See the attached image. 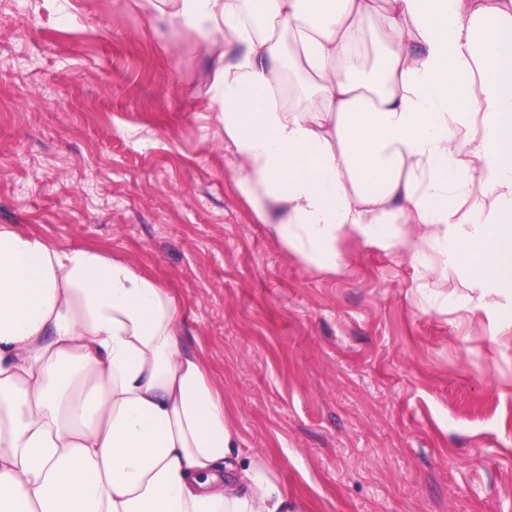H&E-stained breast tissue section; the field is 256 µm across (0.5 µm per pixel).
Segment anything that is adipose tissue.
Returning a JSON list of instances; mask_svg holds the SVG:
<instances>
[{
	"instance_id": "adipose-tissue-1",
	"label": "adipose tissue",
	"mask_w": 512,
	"mask_h": 512,
	"mask_svg": "<svg viewBox=\"0 0 512 512\" xmlns=\"http://www.w3.org/2000/svg\"><path fill=\"white\" fill-rule=\"evenodd\" d=\"M170 2L224 42V137L289 250L333 271L348 232L454 268L483 306L512 287V0ZM180 321L130 263L0 225V512H303L236 455Z\"/></svg>"
}]
</instances>
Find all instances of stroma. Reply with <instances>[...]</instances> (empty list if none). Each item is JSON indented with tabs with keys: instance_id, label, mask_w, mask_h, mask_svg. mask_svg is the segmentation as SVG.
I'll use <instances>...</instances> for the list:
<instances>
[{
	"instance_id": "obj_1",
	"label": "stroma",
	"mask_w": 512,
	"mask_h": 512,
	"mask_svg": "<svg viewBox=\"0 0 512 512\" xmlns=\"http://www.w3.org/2000/svg\"><path fill=\"white\" fill-rule=\"evenodd\" d=\"M145 0H0V224L182 308L245 455L308 512H512V300L343 234L333 274L238 185L217 53Z\"/></svg>"
}]
</instances>
